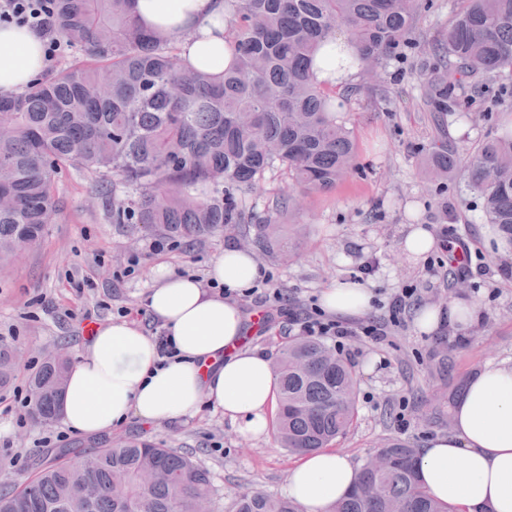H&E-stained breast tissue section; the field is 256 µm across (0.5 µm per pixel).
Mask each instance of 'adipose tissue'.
<instances>
[{"instance_id": "1", "label": "adipose tissue", "mask_w": 512, "mask_h": 512, "mask_svg": "<svg viewBox=\"0 0 512 512\" xmlns=\"http://www.w3.org/2000/svg\"><path fill=\"white\" fill-rule=\"evenodd\" d=\"M141 22L179 38L182 63L220 74L229 62L224 30L232 11L224 0H135ZM41 36L0 26V96L23 92L44 72ZM216 290L166 267L153 270L147 302L175 355L161 357L156 337L135 323L96 326L82 354L70 364L61 417L77 435L97 436L137 420L180 424L208 402L255 438L268 434L276 404L277 377L269 358L243 342L246 317L237 297L251 288L260 269L251 253L225 249L208 270ZM339 316H361L372 303L368 288L338 281L320 298ZM479 317L464 300L447 308H422L421 331L448 322L466 326ZM451 433L430 439L416 460L419 476L437 500L461 512H512V365L489 364L473 376L452 414ZM347 457L322 449L302 455L288 478L289 498L304 512H327L356 485Z\"/></svg>"}]
</instances>
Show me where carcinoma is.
<instances>
[{"label": "carcinoma", "instance_id": "carcinoma-1", "mask_svg": "<svg viewBox=\"0 0 512 512\" xmlns=\"http://www.w3.org/2000/svg\"><path fill=\"white\" fill-rule=\"evenodd\" d=\"M224 39L233 62L220 81L186 70L178 37L150 31L132 0H53L54 34L76 60L15 98L0 100V260L34 244L54 223V178L71 166L112 175L103 197L114 224H140L188 245L246 224L242 197L275 165L303 191L328 189L353 167L357 146L336 120V91L310 79L330 37L343 27L363 70L387 66L408 43L418 0H238ZM424 104L466 118L462 81L512 94V0H460L448 36L426 63ZM455 151L442 145L427 174L448 177ZM483 219L512 246V131L478 147L467 168ZM127 190L117 195V187ZM277 229L254 243L267 249ZM15 349L0 343V390L15 376ZM275 435L301 455L330 447L357 413L353 367L316 338L288 342L273 363ZM68 363L45 359L29 380V412L59 420ZM387 466L359 471L357 487L330 512H460L434 499L415 467L417 449L383 444ZM24 484L0 487V512H218L210 472L189 455L132 439L118 448H54ZM236 512H303L263 492L239 497Z\"/></svg>", "mask_w": 512, "mask_h": 512}]
</instances>
